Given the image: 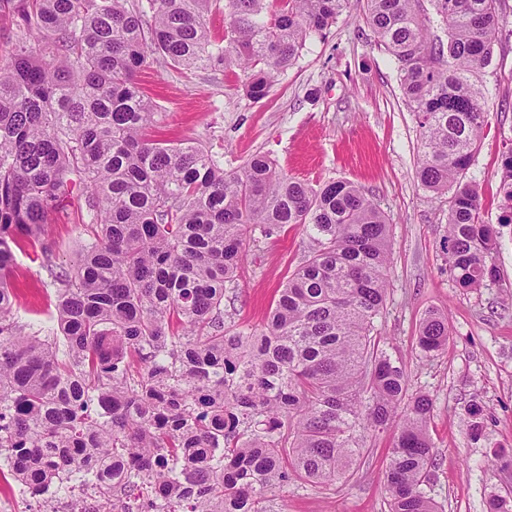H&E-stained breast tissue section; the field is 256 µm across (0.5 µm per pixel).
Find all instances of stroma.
I'll return each mask as SVG.
<instances>
[{
    "label": "stroma",
    "instance_id": "obj_1",
    "mask_svg": "<svg viewBox=\"0 0 512 512\" xmlns=\"http://www.w3.org/2000/svg\"><path fill=\"white\" fill-rule=\"evenodd\" d=\"M350 3L261 100L244 95L241 73L231 70L174 71L154 62L136 79L160 114L155 138L202 144L228 172L266 153L301 181L347 180L378 204L390 224L380 346L403 367L408 396L425 394L433 403L435 465L422 490L442 512H488L494 498L512 502V224L501 221L498 176L503 153L512 149V0L483 75L488 124L466 173L482 195L484 223L498 231L499 276L476 290L460 288L448 268V201L431 199L417 179L420 129L397 66L367 25L364 0ZM87 221L76 203L52 216L47 241L57 270L77 262ZM311 247L298 229L247 245L243 269L224 293L225 325H260ZM34 251L26 242L15 252L17 305L24 322L46 328L54 289ZM431 311L447 316L449 340L429 356L417 335ZM474 403L483 409L477 419L469 414ZM393 437L390 427L364 432V452L350 475L327 487L298 481L274 489L270 512H388L384 474Z\"/></svg>",
    "mask_w": 512,
    "mask_h": 512
}]
</instances>
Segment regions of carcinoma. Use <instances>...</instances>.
<instances>
[{
	"label": "carcinoma",
	"instance_id": "cac0c4a2",
	"mask_svg": "<svg viewBox=\"0 0 512 512\" xmlns=\"http://www.w3.org/2000/svg\"><path fill=\"white\" fill-rule=\"evenodd\" d=\"M0 0L19 35L0 64V456L37 492L79 473L98 501L129 494L139 512H268L292 480L329 485L363 454V430L401 417L385 470L389 512H437L421 491L434 466L426 395L373 335L382 313L390 224L357 185L315 189L264 154L228 173L190 142L150 139L154 105L136 82L148 59L174 70L237 67L247 96L350 8L349 0ZM444 24L434 35L429 8ZM505 0H366V22L394 58L418 118L417 178L451 194L444 243L459 287L496 278L498 232L465 180L487 126L478 88ZM37 34L38 44L30 42ZM512 224V150L498 172ZM84 201L89 242L71 272L44 265L53 327L15 307L14 247L46 232L52 207ZM301 227L314 248L266 323L224 326V292L246 242ZM448 318L422 320L425 354ZM148 486L146 499L135 491Z\"/></svg>",
	"mask_w": 512,
	"mask_h": 512
}]
</instances>
